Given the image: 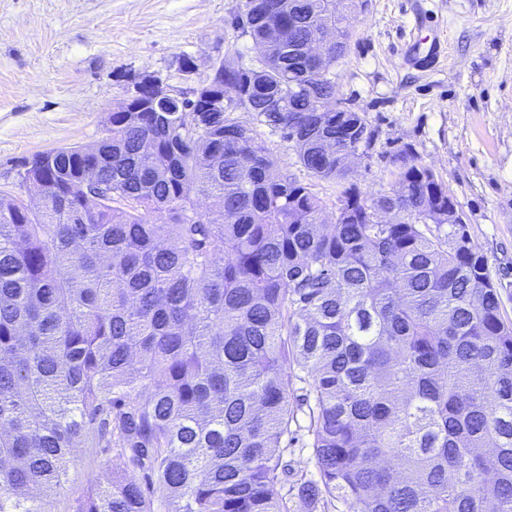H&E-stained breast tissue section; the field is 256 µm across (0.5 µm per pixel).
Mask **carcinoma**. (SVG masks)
Masks as SVG:
<instances>
[{
	"instance_id": "obj_1",
	"label": "carcinoma",
	"mask_w": 512,
	"mask_h": 512,
	"mask_svg": "<svg viewBox=\"0 0 512 512\" xmlns=\"http://www.w3.org/2000/svg\"><path fill=\"white\" fill-rule=\"evenodd\" d=\"M344 1L243 0L254 57L224 60L226 103L194 130L183 112H114L92 146L35 153L0 192V512H54L83 446L102 475L68 512H291L292 398L317 471L297 475L305 502L512 512V323L430 167L401 150L390 191L351 181L366 120L319 111ZM319 26L321 73L303 52ZM238 110L336 183L331 223ZM88 164L109 191L92 207Z\"/></svg>"
}]
</instances>
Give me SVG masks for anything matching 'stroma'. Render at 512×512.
<instances>
[{"instance_id":"35a3bbf8","label":"stroma","mask_w":512,"mask_h":512,"mask_svg":"<svg viewBox=\"0 0 512 512\" xmlns=\"http://www.w3.org/2000/svg\"><path fill=\"white\" fill-rule=\"evenodd\" d=\"M239 4L0 0V187L21 158L100 139L131 76L186 91L229 55L250 63V40L231 25ZM345 24L349 49L330 71L336 98L374 132L353 161L354 181L369 197L389 191L393 155L411 148L460 205L469 244L486 257L512 321V0H357ZM435 27L446 38L444 61L404 63L407 45ZM186 56L190 74L180 68ZM254 130L275 173L312 185L334 212L335 182L312 178L279 130ZM78 455L52 497L55 512H66L99 473L95 449Z\"/></svg>"}]
</instances>
